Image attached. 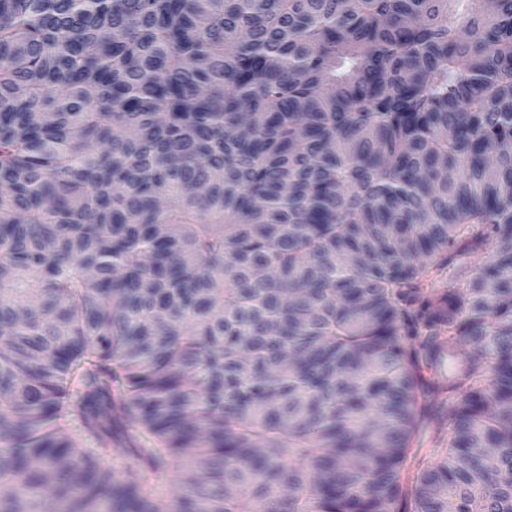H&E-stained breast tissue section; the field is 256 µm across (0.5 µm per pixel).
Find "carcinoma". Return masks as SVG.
Listing matches in <instances>:
<instances>
[{
    "label": "carcinoma",
    "instance_id": "1",
    "mask_svg": "<svg viewBox=\"0 0 512 512\" xmlns=\"http://www.w3.org/2000/svg\"><path fill=\"white\" fill-rule=\"evenodd\" d=\"M455 2L0 0V512H512V0Z\"/></svg>",
    "mask_w": 512,
    "mask_h": 512
}]
</instances>
